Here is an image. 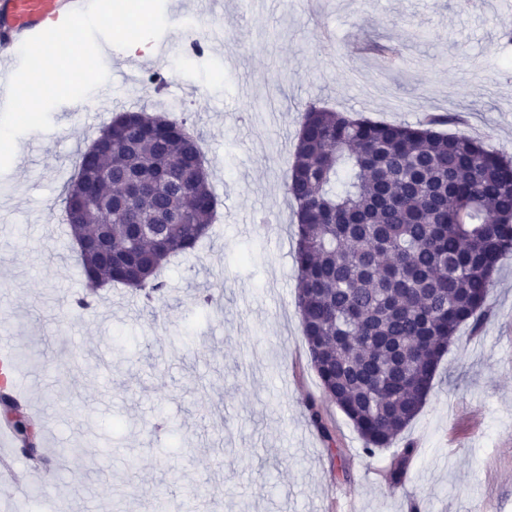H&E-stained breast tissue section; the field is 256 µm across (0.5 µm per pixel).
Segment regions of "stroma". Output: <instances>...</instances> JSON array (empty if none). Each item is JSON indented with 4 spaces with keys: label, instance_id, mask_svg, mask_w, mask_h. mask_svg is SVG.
Listing matches in <instances>:
<instances>
[{
    "label": "stroma",
    "instance_id": "obj_1",
    "mask_svg": "<svg viewBox=\"0 0 512 512\" xmlns=\"http://www.w3.org/2000/svg\"><path fill=\"white\" fill-rule=\"evenodd\" d=\"M194 8L164 0L168 63L119 50L111 97L92 92L81 122L57 105L52 129L20 136L0 173V321L31 366L21 410L50 452L42 486L0 498V512H153L154 498L189 495L204 512H512V260L489 320L460 327L422 411L367 457L309 362L285 190L310 102L387 123L461 110L446 133L512 156L505 18L471 0H217L201 22L223 44L175 72ZM321 22L335 43L319 40ZM126 110L174 114L200 136L216 222L164 267L162 300L116 285L82 311L64 190L104 117ZM408 442L417 453L395 489L385 474ZM71 447L77 457H57Z\"/></svg>",
    "mask_w": 512,
    "mask_h": 512
}]
</instances>
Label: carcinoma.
Instances as JSON below:
<instances>
[{
  "mask_svg": "<svg viewBox=\"0 0 512 512\" xmlns=\"http://www.w3.org/2000/svg\"><path fill=\"white\" fill-rule=\"evenodd\" d=\"M418 123L359 119L305 105L286 192L298 220L295 303L323 393L344 412L370 456L389 447L421 412L459 327L485 316L494 274L512 259V157L464 134ZM112 152L86 150L64 199L73 240L101 239L130 255L122 266L78 252L92 306L115 284L163 298L159 272L195 250L211 229L216 198L199 137L183 122L142 110L112 118ZM172 166L181 179L134 197L120 212L123 182ZM310 419L332 431L314 403ZM16 438L37 433L23 415ZM408 443L387 471L401 487Z\"/></svg>",
  "mask_w": 512,
  "mask_h": 512,
  "instance_id": "cac0c4a2",
  "label": "carcinoma"
}]
</instances>
